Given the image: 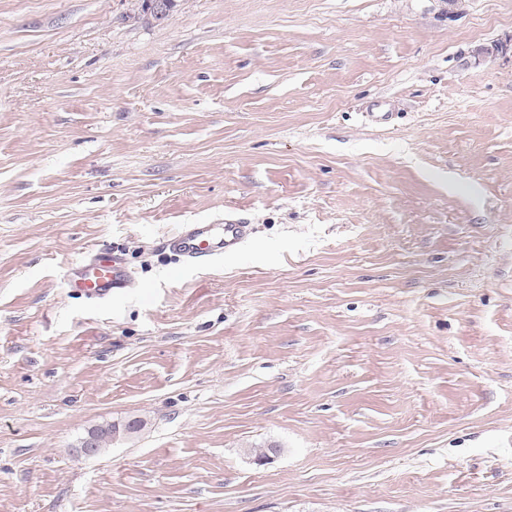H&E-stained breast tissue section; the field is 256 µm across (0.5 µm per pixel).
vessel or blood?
<instances>
[{
    "label": "vessel or blood",
    "instance_id": "1",
    "mask_svg": "<svg viewBox=\"0 0 512 512\" xmlns=\"http://www.w3.org/2000/svg\"><path fill=\"white\" fill-rule=\"evenodd\" d=\"M248 233V225L232 219L219 224H185L166 246L183 260L197 263L237 250ZM70 272L74 286L94 299L109 297L130 280L129 271L114 254L94 255L88 261L74 264Z\"/></svg>",
    "mask_w": 512,
    "mask_h": 512
}]
</instances>
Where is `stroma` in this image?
<instances>
[{
	"mask_svg": "<svg viewBox=\"0 0 512 512\" xmlns=\"http://www.w3.org/2000/svg\"><path fill=\"white\" fill-rule=\"evenodd\" d=\"M130 9L0 0V512H512V0ZM248 233V224L226 218L219 224H183L165 247L183 260L197 263L237 250ZM69 274L74 275V286L94 299L109 297L114 289L124 288L131 279L121 258L114 254H96L84 263L74 264Z\"/></svg>",
	"mask_w": 512,
	"mask_h": 512,
	"instance_id": "35a3bbf8",
	"label": "stroma"
}]
</instances>
